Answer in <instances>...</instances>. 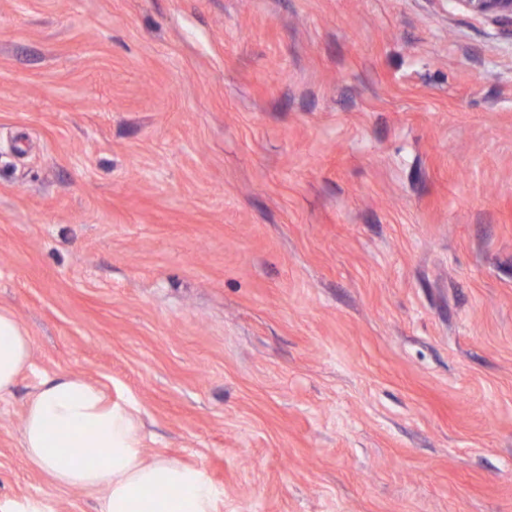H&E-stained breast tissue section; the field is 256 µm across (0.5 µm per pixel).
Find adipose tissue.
Returning <instances> with one entry per match:
<instances>
[{
    "mask_svg": "<svg viewBox=\"0 0 512 512\" xmlns=\"http://www.w3.org/2000/svg\"><path fill=\"white\" fill-rule=\"evenodd\" d=\"M31 355L27 331L0 308V397L13 393ZM21 448L56 486L101 493V512H217L221 493L206 470L161 455L145 459L134 408L113 403L79 374L42 380L26 402ZM80 448L101 455L88 462Z\"/></svg>",
    "mask_w": 512,
    "mask_h": 512,
    "instance_id": "1",
    "label": "adipose tissue"
}]
</instances>
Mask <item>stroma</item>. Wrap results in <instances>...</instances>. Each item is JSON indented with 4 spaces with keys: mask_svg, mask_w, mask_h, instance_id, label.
Segmentation results:
<instances>
[{
    "mask_svg": "<svg viewBox=\"0 0 512 512\" xmlns=\"http://www.w3.org/2000/svg\"><path fill=\"white\" fill-rule=\"evenodd\" d=\"M0 512L73 372L219 512H512V28L458 0H0ZM31 341L13 314L0 308V397L11 395L31 361Z\"/></svg>",
    "mask_w": 512,
    "mask_h": 512,
    "instance_id": "1",
    "label": "stroma"
}]
</instances>
